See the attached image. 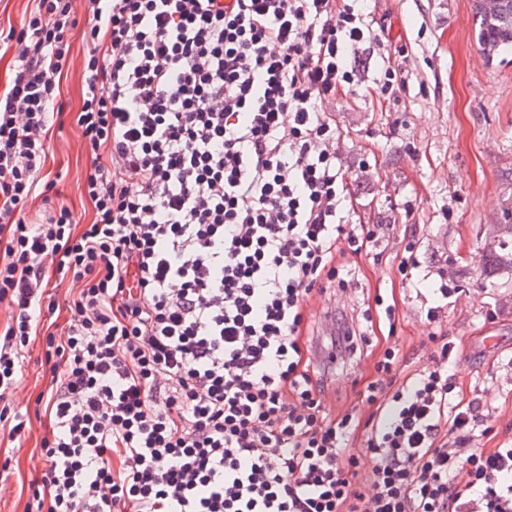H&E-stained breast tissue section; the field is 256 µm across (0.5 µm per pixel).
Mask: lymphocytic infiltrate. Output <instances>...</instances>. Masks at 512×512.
<instances>
[{
	"label": "lymphocytic infiltrate",
	"instance_id": "1",
	"mask_svg": "<svg viewBox=\"0 0 512 512\" xmlns=\"http://www.w3.org/2000/svg\"><path fill=\"white\" fill-rule=\"evenodd\" d=\"M92 223L30 219L73 38ZM376 34L349 0H35L0 92V399L32 337L56 364L34 512H512V447L454 403L448 351L398 382L379 349L363 396L327 411L364 327L309 334L314 290L348 288L386 224L344 215L324 102ZM77 285L44 333L49 286ZM364 435H357V428Z\"/></svg>",
	"mask_w": 512,
	"mask_h": 512
}]
</instances>
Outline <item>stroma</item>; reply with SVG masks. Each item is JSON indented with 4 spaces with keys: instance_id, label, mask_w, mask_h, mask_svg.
Instances as JSON below:
<instances>
[{
    "instance_id": "35a3bbf8",
    "label": "stroma",
    "mask_w": 512,
    "mask_h": 512,
    "mask_svg": "<svg viewBox=\"0 0 512 512\" xmlns=\"http://www.w3.org/2000/svg\"><path fill=\"white\" fill-rule=\"evenodd\" d=\"M381 40L360 52L350 91L323 106L340 140L339 161L349 181L346 208L355 224H388L389 237L358 260L361 272L346 293L315 297L309 318L320 327L331 307L363 309L375 296L396 301L395 325L375 329L381 344L399 349L401 379L434 363L445 337L456 399H480L490 413L488 447L512 443V276L488 280L480 257L493 239L502 209L512 199V54L486 61L475 38L473 0H368ZM86 47L74 40L63 80L64 112L52 127L45 172L57 199L76 224L93 208L82 192L87 163L73 121L82 94ZM398 60L403 86L377 94L389 60ZM418 244L420 266L402 281L398 266L408 240ZM446 278L453 293L436 321L426 319L430 287ZM499 339L487 350L482 340ZM370 360L340 374L333 410L355 409L368 419L363 397ZM51 381L41 340H32L17 388L5 405L24 416L22 441L0 433V512H28L32 487L47 464L40 446L49 433L41 395Z\"/></svg>"
}]
</instances>
